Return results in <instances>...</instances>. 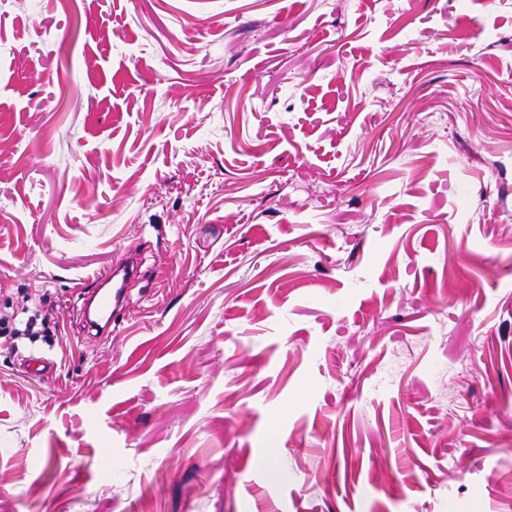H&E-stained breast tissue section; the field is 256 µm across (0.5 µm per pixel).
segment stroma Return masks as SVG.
I'll return each instance as SVG.
<instances>
[{
  "mask_svg": "<svg viewBox=\"0 0 512 512\" xmlns=\"http://www.w3.org/2000/svg\"><path fill=\"white\" fill-rule=\"evenodd\" d=\"M37 311L0 512H512V0H0Z\"/></svg>",
  "mask_w": 512,
  "mask_h": 512,
  "instance_id": "obj_1",
  "label": "stroma"
}]
</instances>
